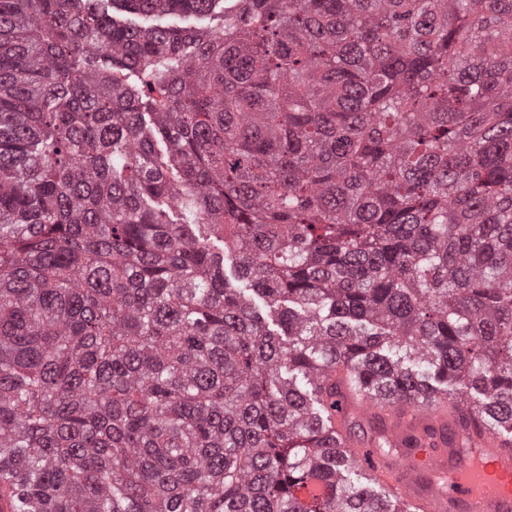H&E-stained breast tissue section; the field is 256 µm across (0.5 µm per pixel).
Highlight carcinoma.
<instances>
[{
	"label": "carcinoma",
	"mask_w": 512,
	"mask_h": 512,
	"mask_svg": "<svg viewBox=\"0 0 512 512\" xmlns=\"http://www.w3.org/2000/svg\"><path fill=\"white\" fill-rule=\"evenodd\" d=\"M218 2L0 0L16 512H407L343 385L512 434V0L113 13ZM224 4L225 2H220L215 5V8L211 13L206 16H196V15H166L161 17H151V18H138L136 21L140 25H162V26H170L177 27L187 30H197V29H209V30H218L223 27L224 24Z\"/></svg>",
	"instance_id": "carcinoma-1"
}]
</instances>
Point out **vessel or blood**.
Here are the masks:
<instances>
[{"mask_svg":"<svg viewBox=\"0 0 512 512\" xmlns=\"http://www.w3.org/2000/svg\"><path fill=\"white\" fill-rule=\"evenodd\" d=\"M387 414L385 442L351 429L352 420ZM332 422L359 466L415 512H512V438L485 431L468 408L442 396L348 399Z\"/></svg>","mask_w":512,"mask_h":512,"instance_id":"1","label":"vessel or blood"}]
</instances>
